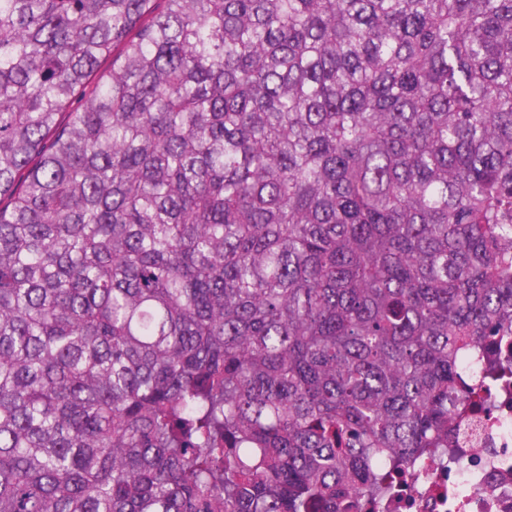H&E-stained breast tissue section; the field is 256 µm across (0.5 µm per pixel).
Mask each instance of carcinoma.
<instances>
[{"instance_id":"cac0c4a2","label":"carcinoma","mask_w":512,"mask_h":512,"mask_svg":"<svg viewBox=\"0 0 512 512\" xmlns=\"http://www.w3.org/2000/svg\"><path fill=\"white\" fill-rule=\"evenodd\" d=\"M0 512H363L512 334V0H0Z\"/></svg>"}]
</instances>
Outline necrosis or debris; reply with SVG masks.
Segmentation results:
<instances>
[{
  "label": "necrosis or debris",
  "instance_id": "1",
  "mask_svg": "<svg viewBox=\"0 0 512 512\" xmlns=\"http://www.w3.org/2000/svg\"><path fill=\"white\" fill-rule=\"evenodd\" d=\"M493 407L464 408L448 444L446 462L422 458L401 498L377 512H512V366L484 356Z\"/></svg>",
  "mask_w": 512,
  "mask_h": 512
}]
</instances>
